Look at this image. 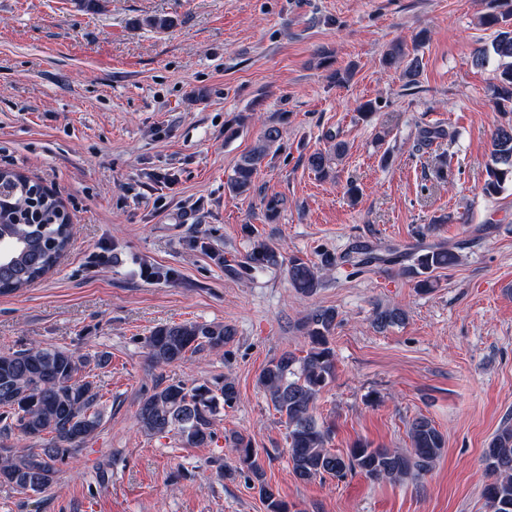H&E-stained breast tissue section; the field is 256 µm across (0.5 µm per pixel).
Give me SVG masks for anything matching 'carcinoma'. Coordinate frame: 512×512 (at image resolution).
I'll list each match as a JSON object with an SVG mask.
<instances>
[{"label": "carcinoma", "instance_id": "obj_1", "mask_svg": "<svg viewBox=\"0 0 512 512\" xmlns=\"http://www.w3.org/2000/svg\"><path fill=\"white\" fill-rule=\"evenodd\" d=\"M502 10L483 17V24L498 26L491 48H481L475 62L483 63L489 54L509 58L491 87L495 106L512 112V0H496ZM425 32L417 33L412 48L392 45L381 57L387 70H402L403 78L414 81L421 60L418 47ZM281 139L280 129L266 126L257 144L238 161L227 181L230 192L247 194L254 189V175ZM328 151L308 157L309 168L325 179L332 172L333 160L345 152V145L333 134ZM491 162L486 167L482 191L497 195L512 186V121L492 132ZM0 294L31 287L53 271L73 238L70 216L62 200L50 189L33 183L13 170L0 169ZM462 243L440 241L428 245L388 244L363 246L342 256L325 253L315 263L294 255L288 259V282L302 295H313L324 284L323 271L333 267L361 269L377 263L400 266L412 278L415 288L428 292L435 288L434 276L454 267ZM249 267L279 265L278 252L263 240L254 242L247 256ZM404 312L396 307L379 308L374 320L381 327L402 322ZM337 313L333 308L311 312L303 323L308 350L299 357L285 351L261 371L258 382L274 410L288 426V463L294 477L309 483L329 476L343 478L359 473L367 478L399 481L416 479L427 473L442 455L446 439L434 423L418 416L409 423L411 447L406 450L375 447L359 439L348 452L328 448L331 429L313 414L319 394L335 376L336 355L331 339ZM235 337V330L224 324L204 322L171 323L156 327L147 338L150 358L157 365L183 362L188 356L218 350ZM103 368L109 355L90 359L63 347L33 346L12 353H0V483L33 493L52 485L64 464L91 441L102 424L98 409L99 392L93 383L79 377L90 363ZM238 398L234 382L226 379L211 387L206 383L188 387L180 382L161 384L138 404L137 420L149 436L177 434L190 447H205L213 440L212 420L219 406L232 407ZM40 443L38 448L12 446L13 431ZM238 464L247 468L258 482L266 512H290L288 504L265 484L258 451L242 435L232 437ZM483 458L489 480L482 496L488 512H512V424H505L484 448Z\"/></svg>", "mask_w": 512, "mask_h": 512}]
</instances>
